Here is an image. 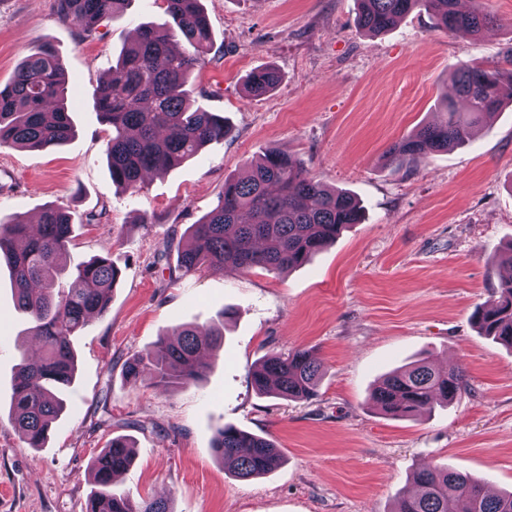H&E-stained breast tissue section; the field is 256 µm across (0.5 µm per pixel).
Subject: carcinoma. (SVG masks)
<instances>
[{
	"label": "carcinoma",
	"instance_id": "carcinoma-1",
	"mask_svg": "<svg viewBox=\"0 0 512 512\" xmlns=\"http://www.w3.org/2000/svg\"><path fill=\"white\" fill-rule=\"evenodd\" d=\"M128 2L56 0V12L89 36ZM162 2L167 20L138 28L137 39L121 51L96 98L109 131L105 153L112 182L132 194L149 173L178 167L229 134L224 117L191 103L190 75L213 44L200 0ZM359 2L358 25L372 35L393 29L417 8L431 16L434 27L451 33L477 34L499 22L481 0L468 10L458 9V0ZM178 35L186 47L175 52L171 44ZM280 79L273 67L257 69L246 80L247 92L264 96ZM451 79L467 103L466 115L445 103L447 120L394 144L387 152L390 163L403 167L421 154L462 145L476 122L503 107L499 69L463 64ZM65 97L64 72L52 47L25 58L11 82L0 85V147L47 148L66 142L73 127ZM361 217L354 196L326 188L307 175L301 161L271 150L246 178L224 183L217 204L191 225L193 245L179 251L177 268L186 274L297 268ZM71 238L70 214L54 206L42 211L35 228L19 215L0 219V261L9 269L17 308L28 318L26 333L41 346L36 357L22 354L10 404L9 420L32 448L44 445L63 411L61 395L76 368L73 339L82 335L93 314L107 311L120 277L111 258L97 256L75 268L68 287H59ZM474 320L483 335L512 347V278L499 281ZM222 336L219 329L202 334L192 326L176 327L126 362L124 376L132 385L147 376L157 386L191 385L205 372L198 351L217 346ZM321 375L320 360L298 349L266 357L253 370L252 383L260 394L308 400ZM466 388L461 371H439L421 359L386 375L372 400L387 415L414 417L435 400L448 403ZM213 451L224 469L242 480L268 474L282 463L271 439L231 425L217 430ZM132 457L131 442L117 436L93 459L96 491L88 499L87 512H173L165 500H136L112 490L114 477L129 468ZM412 483L413 490L403 492L396 512H448L450 502L454 512H512V491L491 493L487 483L447 466L418 469Z\"/></svg>",
	"mask_w": 512,
	"mask_h": 512
}]
</instances>
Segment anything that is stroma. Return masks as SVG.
I'll return each instance as SVG.
<instances>
[{"label": "stroma", "mask_w": 512, "mask_h": 512, "mask_svg": "<svg viewBox=\"0 0 512 512\" xmlns=\"http://www.w3.org/2000/svg\"><path fill=\"white\" fill-rule=\"evenodd\" d=\"M213 48L193 71L196 103L224 116L223 141L149 175L128 194L112 182L100 84L140 24L163 22L161 0H130L80 37L55 0H0V84L46 44L59 54L75 135L46 149L0 147V215L33 218L53 205L73 217L68 263L110 256L121 271L104 315L75 341L67 408L44 447L30 448L8 418L25 336L7 268H0V512H84L93 457L116 436L134 462L116 483L135 498L169 499L173 512H393L412 473L445 465L494 491L512 490V349L481 336L472 315L511 270L512 104L475 127L467 145L391 165V145L443 121L458 64L508 72L512 28L436 30L415 10L367 35L357 0H202ZM279 70L277 88L245 94L255 69ZM298 158L324 186L362 203L350 225L292 271L176 268L189 228L224 182L263 153ZM228 318H221L223 309ZM190 324L224 331L204 353L196 384L132 385L124 362L160 332ZM314 351L315 396L262 395L250 372L266 356ZM419 358L461 369L468 388L411 419L370 399L379 379ZM273 439L284 463L257 479L230 476L212 451L219 427Z\"/></svg>", "instance_id": "stroma-1"}]
</instances>
